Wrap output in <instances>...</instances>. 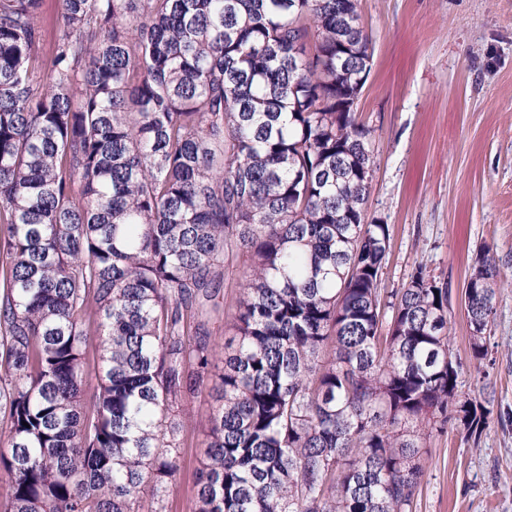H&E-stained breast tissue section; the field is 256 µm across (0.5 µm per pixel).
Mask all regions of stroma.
<instances>
[{
  "mask_svg": "<svg viewBox=\"0 0 512 512\" xmlns=\"http://www.w3.org/2000/svg\"><path fill=\"white\" fill-rule=\"evenodd\" d=\"M373 46L359 97L375 166L368 217L388 225L381 285L407 282L416 262L460 299L481 245L512 273V0H357ZM488 379L469 361V329L453 308V353L467 393L489 384L512 411V285L501 284ZM187 435L167 512H194L207 406L175 407ZM418 512H512V426L490 422L479 443L461 430L427 443Z\"/></svg>",
  "mask_w": 512,
  "mask_h": 512,
  "instance_id": "stroma-1",
  "label": "stroma"
}]
</instances>
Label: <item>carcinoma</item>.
<instances>
[{
  "mask_svg": "<svg viewBox=\"0 0 512 512\" xmlns=\"http://www.w3.org/2000/svg\"><path fill=\"white\" fill-rule=\"evenodd\" d=\"M40 2L0 0V512H166L187 396L194 512H417L427 439L512 414L447 282L380 287L356 0H60L49 54ZM502 278L480 247L478 370ZM173 414L187 430L183 448L178 449L180 472L167 494L166 512H194V485L207 424V405L197 399L182 400Z\"/></svg>",
  "mask_w": 512,
  "mask_h": 512,
  "instance_id": "carcinoma-1",
  "label": "carcinoma"
}]
</instances>
